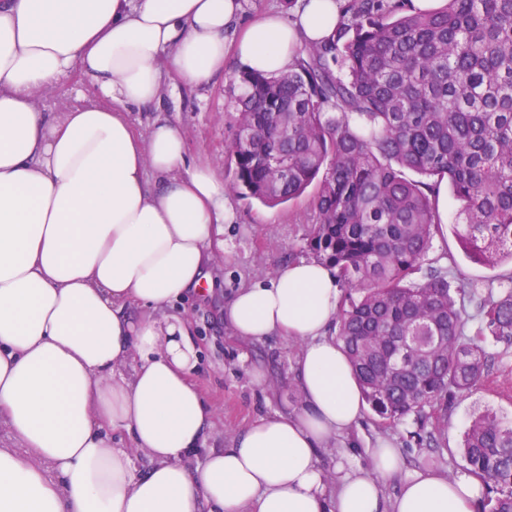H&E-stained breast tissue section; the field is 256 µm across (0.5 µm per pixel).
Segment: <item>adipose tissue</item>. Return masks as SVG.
I'll list each match as a JSON object with an SVG mask.
<instances>
[{
    "label": "adipose tissue",
    "mask_w": 512,
    "mask_h": 512,
    "mask_svg": "<svg viewBox=\"0 0 512 512\" xmlns=\"http://www.w3.org/2000/svg\"><path fill=\"white\" fill-rule=\"evenodd\" d=\"M245 2L0 0V423L15 442L0 447V512H475L483 496L473 477L402 474L385 440L327 483L319 452L366 403L328 334L341 286L324 264L289 263L225 301L237 337L303 343L301 406L227 448H202L213 418L189 319L125 312L211 282L215 230L233 218L180 130L157 120L139 137L128 108L158 99L167 70L195 85L224 73L229 46L243 68L287 71L339 19L337 0H298L244 25ZM76 68L95 98L47 119L39 92Z\"/></svg>",
    "instance_id": "1"
}]
</instances>
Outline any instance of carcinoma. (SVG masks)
Instances as JSON below:
<instances>
[{
	"mask_svg": "<svg viewBox=\"0 0 512 512\" xmlns=\"http://www.w3.org/2000/svg\"><path fill=\"white\" fill-rule=\"evenodd\" d=\"M343 0L336 28L288 71L226 75L235 132L229 188L270 207L317 183L303 248L336 271V316L370 409L385 424L482 385V342L512 344V274L479 305L476 290L428 261L440 221L434 191L459 202L455 233L472 256L512 262V0ZM412 171L420 176H406ZM485 512H512V424L472 420L460 446Z\"/></svg>",
	"mask_w": 512,
	"mask_h": 512,
	"instance_id": "carcinoma-1",
	"label": "carcinoma"
}]
</instances>
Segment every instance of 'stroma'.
I'll return each instance as SVG.
<instances>
[{
    "instance_id": "obj_1",
    "label": "stroma",
    "mask_w": 512,
    "mask_h": 512,
    "mask_svg": "<svg viewBox=\"0 0 512 512\" xmlns=\"http://www.w3.org/2000/svg\"><path fill=\"white\" fill-rule=\"evenodd\" d=\"M80 94L93 98L96 88L88 76L76 70L40 100L39 108L47 118L58 117L75 104ZM228 97L225 75L203 86L189 85L174 75L158 101L132 108L127 117L142 137L156 119L171 121L185 138L189 161L210 162L222 181L227 182L232 171L225 144L233 130V122L224 112ZM314 194L310 188L287 204L269 208L255 199L227 193L234 219L219 236L224 247L221 261L212 267L213 290L190 295L173 305L174 310L190 319L198 345L196 378L213 412L206 447H229L258 417L287 406L297 407L300 402L291 366L302 348L301 342L282 336L260 342L242 340L225 325L221 310L225 296L234 289L270 280L280 267L304 258L302 244L314 218ZM429 260L432 266L461 273L466 282L476 287V300L466 305L467 329L475 331L479 322L477 299L486 296L489 285L512 273V264L491 266L472 260L452 232L434 239ZM484 348L488 375L483 385L450 402L441 423L429 421L421 428L410 421L388 425L373 412H366L360 426L337 438L335 447L321 449L320 462L328 478H335L340 467H367L368 450L381 438L398 448L404 470L432 469L451 478L464 475L460 444L471 421L491 412L503 422L512 423V344L489 340ZM255 368L267 373L266 385L254 383L251 371ZM424 431L431 433V440L421 439Z\"/></svg>"
}]
</instances>
